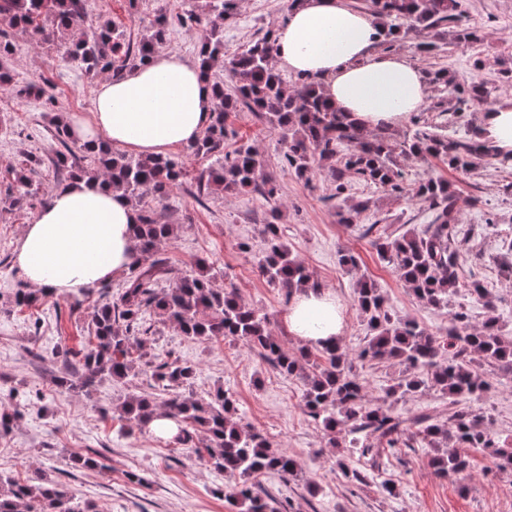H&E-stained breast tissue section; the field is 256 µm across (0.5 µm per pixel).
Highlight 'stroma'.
Segmentation results:
<instances>
[{
    "label": "stroma",
    "instance_id": "35a3bbf8",
    "mask_svg": "<svg viewBox=\"0 0 512 512\" xmlns=\"http://www.w3.org/2000/svg\"><path fill=\"white\" fill-rule=\"evenodd\" d=\"M188 7L187 0H88L86 23H111L136 41L158 12L173 14ZM462 7L483 41L470 49L453 47L427 57L408 43L400 51L421 70L445 69L460 77L470 75L479 58L484 62L481 77L498 82L501 58L512 55V0H463ZM287 15L288 0H237L234 14L224 22L225 54L239 52L257 35L277 29ZM10 38L14 52L4 66L13 74L15 86L0 89V413L13 414L15 420L11 430L0 433V473L26 481L45 472L76 498L92 503L96 512H231L222 494L230 479L187 455L172 436L122 430L118 405L128 394L149 390L148 374L130 381L102 379L88 398L64 393L57 386V377L64 373V351L80 352L89 344L86 312L98 300V291L50 296L23 308L11 302L15 288L25 280L13 263V253L23 226L41 207L39 199L11 206L18 165L30 155L43 158L31 178L41 197L57 191V175L47 162L53 121L74 113L90 116L105 76L86 73L61 49L36 44L21 30H11ZM32 82L52 97V108L23 95ZM227 124L234 134L226 140L225 151L242 146L257 151L264 160V174L280 186L279 198L271 205L259 192L229 191L211 195L201 205L188 187L176 188L169 200L156 206L162 221L177 228L175 239L163 247V256L179 271L207 262L216 287L235 288L246 304L268 316L281 346L295 352L297 346L282 322L289 305L287 291L258 273L266 254L263 226L278 217L292 254L322 290L339 300L347 324L341 345L355 361L367 399L377 398L400 367L392 361L356 359L368 336L355 302L358 281L375 282L391 314L416 321L437 336L448 331V310L419 301L381 259L364 230L379 218L386 219L396 235L422 230L428 222L426 203L397 200L357 180L351 184L349 200L368 201L369 207L356 223H339L336 204L328 199L327 167L316 163L307 178L297 177L281 167L278 129L245 110L230 113ZM403 168L407 187L438 175L457 196L459 222L452 228L451 246L464 261L459 268L462 288L452 296V305H467L473 324H481L488 312L465 290L467 284L481 283L490 289L498 314L507 318L506 332L512 333V277L503 271L512 263V169L487 165L465 176L433 157L404 162ZM489 217L494 220L490 226L485 223ZM343 251L357 258L352 270L338 264ZM151 322L152 334L133 352L136 362L194 365L196 376L184 392L200 400H209L220 389L229 391L241 422L266 434L274 447L297 461L298 475L289 483L273 473L254 479L261 487L274 488L291 512H512V473L499 472L483 450H470L464 475L444 479L428 466L431 450L421 444L384 449L373 460L331 447L308 414L298 378L282 375L242 342H200L182 336L159 317ZM485 376L491 390L482 398L455 405L429 387L395 404L394 410L409 422L424 416L443 420L456 406L484 416L491 432L512 440V375L489 368ZM76 453L95 458L97 467L70 469L69 460ZM340 459L364 474L365 482L345 479L336 466ZM386 482L394 486V496L379 493V485Z\"/></svg>",
    "mask_w": 512,
    "mask_h": 512
}]
</instances>
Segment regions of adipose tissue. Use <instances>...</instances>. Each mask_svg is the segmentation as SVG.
Masks as SVG:
<instances>
[{"label":"adipose tissue","instance_id":"obj_1","mask_svg":"<svg viewBox=\"0 0 512 512\" xmlns=\"http://www.w3.org/2000/svg\"><path fill=\"white\" fill-rule=\"evenodd\" d=\"M382 40L373 18L347 0H300L276 31L273 65L316 81L329 104L351 113L364 129L394 130L425 105L431 85L399 52L384 50ZM213 107L198 65L160 51L146 65L103 81L91 118L73 115L68 125L82 143L164 155L195 142ZM479 124L502 153L512 154V100L485 110ZM138 219L120 191L73 181L23 226L14 263L35 289L82 295L135 263ZM284 323L301 346L333 344L345 333L341 304L322 290L297 292Z\"/></svg>","mask_w":512,"mask_h":512}]
</instances>
